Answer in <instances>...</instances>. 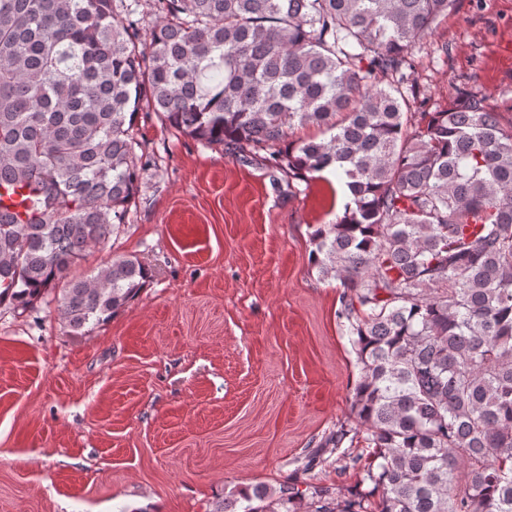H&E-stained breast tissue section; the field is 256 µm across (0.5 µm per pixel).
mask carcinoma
Segmentation results:
<instances>
[{
  "mask_svg": "<svg viewBox=\"0 0 512 512\" xmlns=\"http://www.w3.org/2000/svg\"><path fill=\"white\" fill-rule=\"evenodd\" d=\"M0 0V305L57 309L86 335L143 288L119 256L69 278L126 222L149 162L142 103L230 154L267 151L273 187L334 167L351 196L311 234L361 365L368 496L316 489L313 512H512V125L475 92L419 112L412 49L454 0ZM327 139L280 150L291 130ZM293 484L231 491L213 512H297Z\"/></svg>",
  "mask_w": 512,
  "mask_h": 512,
  "instance_id": "carcinoma-1",
  "label": "carcinoma"
}]
</instances>
